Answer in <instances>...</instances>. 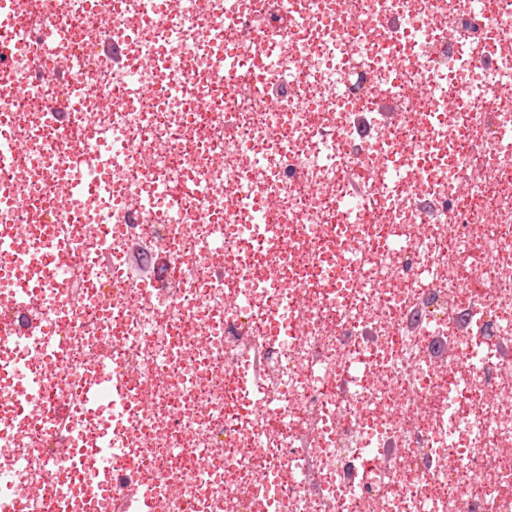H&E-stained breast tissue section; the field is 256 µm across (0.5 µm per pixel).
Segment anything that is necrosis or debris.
Instances as JSON below:
<instances>
[{"instance_id":"1","label":"necrosis or debris","mask_w":512,"mask_h":512,"mask_svg":"<svg viewBox=\"0 0 512 512\" xmlns=\"http://www.w3.org/2000/svg\"><path fill=\"white\" fill-rule=\"evenodd\" d=\"M161 2L0 18V512H512V0Z\"/></svg>"}]
</instances>
